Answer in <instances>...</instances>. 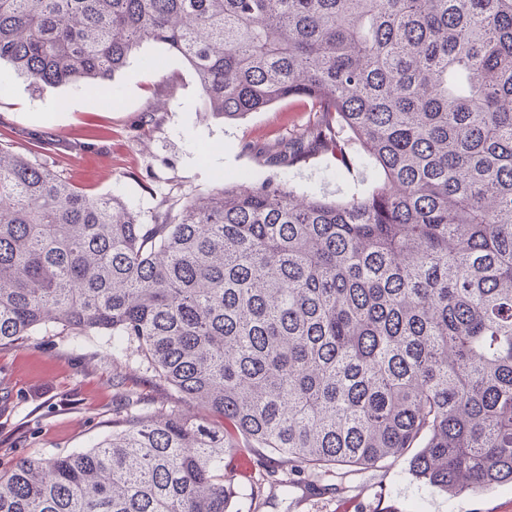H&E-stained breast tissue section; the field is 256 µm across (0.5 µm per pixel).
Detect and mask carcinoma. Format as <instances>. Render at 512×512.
Returning a JSON list of instances; mask_svg holds the SVG:
<instances>
[{
	"label": "carcinoma",
	"mask_w": 512,
	"mask_h": 512,
	"mask_svg": "<svg viewBox=\"0 0 512 512\" xmlns=\"http://www.w3.org/2000/svg\"><path fill=\"white\" fill-rule=\"evenodd\" d=\"M146 41L210 113L288 98L311 144L380 172L342 201L276 184L177 199L152 223L0 147V347L112 336L177 398L0 471V512H229L224 471L407 456L446 495L512 483V0H0V61L100 87ZM303 139L268 151L309 156Z\"/></svg>",
	"instance_id": "cac0c4a2"
}]
</instances>
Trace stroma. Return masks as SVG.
<instances>
[{
    "instance_id": "35a3bbf8",
    "label": "stroma",
    "mask_w": 512,
    "mask_h": 512,
    "mask_svg": "<svg viewBox=\"0 0 512 512\" xmlns=\"http://www.w3.org/2000/svg\"><path fill=\"white\" fill-rule=\"evenodd\" d=\"M320 122L301 98L237 120L207 114L187 62L152 41L97 90L37 89L0 64V145L39 152L62 177L89 193L121 197L147 222L164 201L205 194L222 182L274 181L297 197L330 200L371 190L378 173L362 156L350 168L322 153L290 166L266 160L269 146L312 135ZM123 371L141 395L138 412L168 401L139 356L129 355ZM118 404L111 337L49 326L0 348V465L91 447L111 433ZM256 457L244 452L228 469L233 487L245 474L264 486L260 501L240 496L239 512H512V484L449 497L416 480L405 457L374 469H334L317 484L285 458L270 455L262 469Z\"/></svg>"
}]
</instances>
